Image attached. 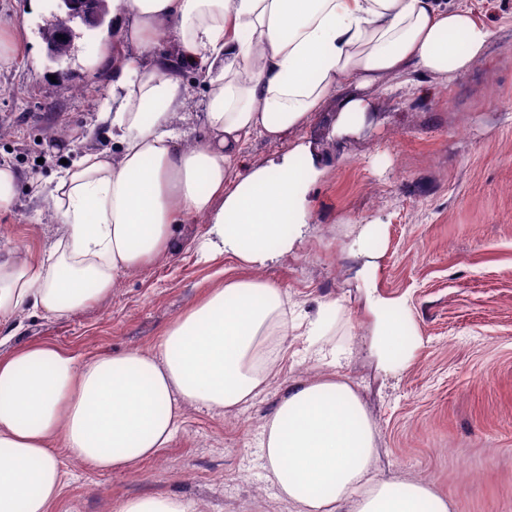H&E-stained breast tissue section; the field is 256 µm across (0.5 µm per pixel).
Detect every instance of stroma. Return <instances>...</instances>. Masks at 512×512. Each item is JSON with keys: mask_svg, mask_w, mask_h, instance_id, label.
Listing matches in <instances>:
<instances>
[{"mask_svg": "<svg viewBox=\"0 0 512 512\" xmlns=\"http://www.w3.org/2000/svg\"><path fill=\"white\" fill-rule=\"evenodd\" d=\"M28 0H0L20 48L0 69V164L20 176L15 207L0 213V255L37 258L59 235L49 184L62 163L111 148L93 103L107 95L111 22L84 33L72 59L55 62ZM497 35L488 53L452 84L410 71L362 92L374 114L356 132L335 134L339 97L282 140L251 136L247 168L263 167L312 143L323 172L307 190L312 222L287 255L254 271L222 256L200 262L204 223L184 220L173 250L118 277L110 296L64 317L14 316L0 356L49 342L76 355L151 349L171 324L229 277L257 276L281 288L288 305L338 314L330 339L347 347L340 372L354 385L377 432L373 473L381 481L431 485L450 512H512V0H459ZM79 142H56L58 128ZM374 223L368 246L356 225ZM375 275L364 279L365 266ZM375 297L401 298L416 346L396 371L375 348ZM287 353L267 388L238 409L186 405L176 438L139 470L92 473L65 451L68 512H112L128 496L169 495L195 512H293L266 476L259 442L286 389L323 374L289 333Z\"/></svg>", "mask_w": 512, "mask_h": 512, "instance_id": "35a3bbf8", "label": "stroma"}]
</instances>
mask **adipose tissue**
I'll return each mask as SVG.
<instances>
[{"label": "adipose tissue", "mask_w": 512, "mask_h": 512, "mask_svg": "<svg viewBox=\"0 0 512 512\" xmlns=\"http://www.w3.org/2000/svg\"><path fill=\"white\" fill-rule=\"evenodd\" d=\"M177 55L158 52V35ZM488 21L456 0H112V94L96 121L116 152L85 153L48 195L62 232L40 260L0 257V325L18 312L55 317L111 295L122 273L205 218L202 261L228 255L261 269L292 251L311 221L306 191L320 174L312 145L244 171L249 137L276 141L308 124L334 94L336 131L362 127L369 106L346 95L409 69L451 81L487 54ZM196 68L205 88L195 139L182 126ZM281 288L230 279L179 317L149 351L79 357L34 343L0 357V512H61L57 449L89 471H134L179 431L184 405L237 408L266 388L283 338L336 367L320 340L335 305L289 316ZM403 300L377 297L378 353L388 369L414 341L396 321ZM375 428L343 377L297 383L261 433L268 479L296 512H449L427 484L376 481Z\"/></svg>", "instance_id": "adipose-tissue-1"}]
</instances>
